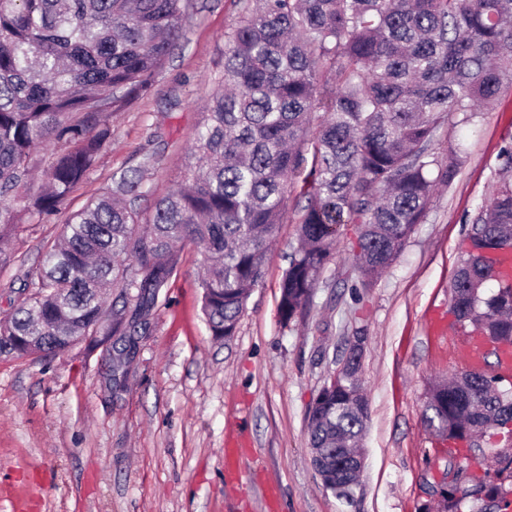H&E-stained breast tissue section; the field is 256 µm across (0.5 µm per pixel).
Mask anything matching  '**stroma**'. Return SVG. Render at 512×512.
<instances>
[{"label": "stroma", "instance_id": "35a3bbf8", "mask_svg": "<svg viewBox=\"0 0 512 512\" xmlns=\"http://www.w3.org/2000/svg\"><path fill=\"white\" fill-rule=\"evenodd\" d=\"M237 0H193L155 85L106 115L112 136L95 166L44 222L12 236L0 270V317L68 216L108 191L113 173L144 155L142 217L184 174L199 114L224 66ZM512 142V88L469 123L443 132L440 159L460 148L451 187L435 195L400 255L371 287L358 285L355 227L301 315L283 323L280 282L297 245L288 212L235 336H212L201 312L202 256L186 250L130 356L85 342L46 359L0 355V512H422L442 452L424 417L431 381L467 370L465 332L433 329L469 220L491 195L499 151ZM362 340L360 378L370 403L365 465L353 500L326 490L309 451L307 411ZM245 441L238 477L225 471L229 439ZM278 492L266 508L263 492Z\"/></svg>", "mask_w": 512, "mask_h": 512}]
</instances>
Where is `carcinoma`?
<instances>
[{
  "mask_svg": "<svg viewBox=\"0 0 512 512\" xmlns=\"http://www.w3.org/2000/svg\"><path fill=\"white\" fill-rule=\"evenodd\" d=\"M189 0H0L1 245L49 218L111 137L103 119L148 88L184 35ZM224 69L207 99L185 180L139 219L138 172L112 176L101 198L45 248L31 293L0 320L18 355L70 350L87 336L146 329L189 248L205 257L202 311L213 336H233L262 281L293 185L299 246L288 256L278 313L309 304L339 228L357 225L359 284L398 257L431 200L460 172V149L439 160L440 133L490 107L512 85V0H242L225 32ZM317 125V134L310 128ZM62 141L34 186L33 155ZM474 214L449 288L454 323L512 345V146ZM497 290L481 296L484 284ZM115 298L103 301V288ZM362 354L308 409L311 459L323 486L349 497L346 456H360L370 404ZM425 420L452 447L512 425V383L483 370L426 390ZM512 512V488L480 478L448 486L442 512L465 501Z\"/></svg>",
  "mask_w": 512,
  "mask_h": 512,
  "instance_id": "cac0c4a2",
  "label": "carcinoma"
}]
</instances>
